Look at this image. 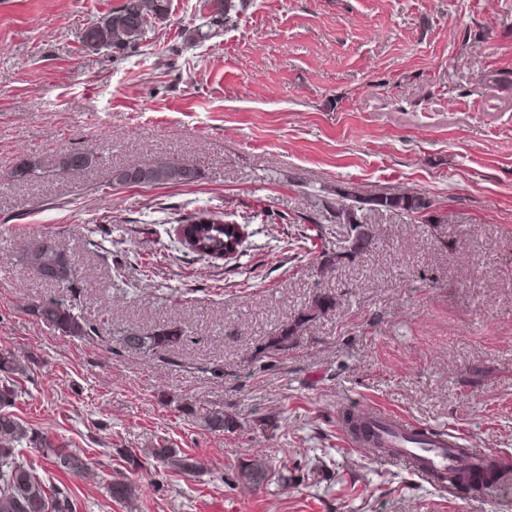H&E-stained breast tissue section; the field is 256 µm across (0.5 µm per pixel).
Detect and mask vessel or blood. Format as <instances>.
<instances>
[{"instance_id": "obj_1", "label": "vessel or blood", "mask_w": 512, "mask_h": 512, "mask_svg": "<svg viewBox=\"0 0 512 512\" xmlns=\"http://www.w3.org/2000/svg\"><path fill=\"white\" fill-rule=\"evenodd\" d=\"M356 414L372 423L384 452L367 447L356 437H349L348 444L359 449L362 456L384 466H402L420 481L435 484L437 477L452 476L460 464L470 465L473 474H483L487 462L507 469L512 460L494 448H469L462 435L441 429L436 435L418 437L419 427L413 421L396 413L375 406H359Z\"/></svg>"}]
</instances>
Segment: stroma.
<instances>
[{"instance_id": "1", "label": "stroma", "mask_w": 512, "mask_h": 512, "mask_svg": "<svg viewBox=\"0 0 512 512\" xmlns=\"http://www.w3.org/2000/svg\"><path fill=\"white\" fill-rule=\"evenodd\" d=\"M122 2L0 0V349L28 367L15 414L92 464L64 473L30 449L28 466L77 512H512L508 497L466 502L364 458L336 418L373 402L512 455V0H246L207 40L208 0H170L116 61L79 32ZM71 149L105 160L58 178ZM166 157L199 180L110 182L112 167ZM23 164L38 176L7 180ZM344 186L418 192L448 222L433 235L363 212L366 252L325 268L292 243L319 236L332 252L350 237L316 206ZM202 209L247 223L237 258L185 252L177 221ZM43 240L78 260V292L24 267ZM319 293L333 311L261 368ZM49 298L100 334L39 321ZM166 322L190 332L169 361L125 346L123 330ZM199 407L237 429L210 430ZM160 440L203 469L146 464L138 495L112 500L125 453ZM259 458L287 460L288 484L227 487Z\"/></svg>"}]
</instances>
